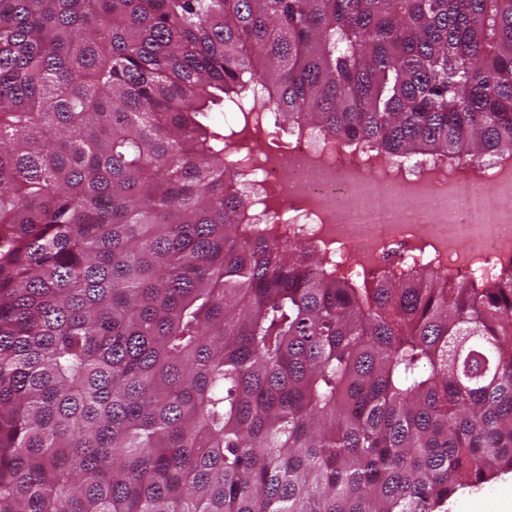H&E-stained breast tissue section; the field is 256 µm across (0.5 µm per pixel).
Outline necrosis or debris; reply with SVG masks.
Listing matches in <instances>:
<instances>
[{"label":"necrosis or debris","instance_id":"1","mask_svg":"<svg viewBox=\"0 0 512 512\" xmlns=\"http://www.w3.org/2000/svg\"><path fill=\"white\" fill-rule=\"evenodd\" d=\"M238 134L265 147L251 193L274 194L278 224L325 244L348 274L428 261L463 279L488 278L512 259V209L490 207L465 175L427 185L418 164L379 174L361 154L310 132L283 137L255 123Z\"/></svg>","mask_w":512,"mask_h":512}]
</instances>
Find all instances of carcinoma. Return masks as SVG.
<instances>
[{
    "label": "carcinoma",
    "mask_w": 512,
    "mask_h": 512,
    "mask_svg": "<svg viewBox=\"0 0 512 512\" xmlns=\"http://www.w3.org/2000/svg\"><path fill=\"white\" fill-rule=\"evenodd\" d=\"M242 123L512 151V0H0V512H447L512 472V262L349 276Z\"/></svg>",
    "instance_id": "obj_1"
}]
</instances>
